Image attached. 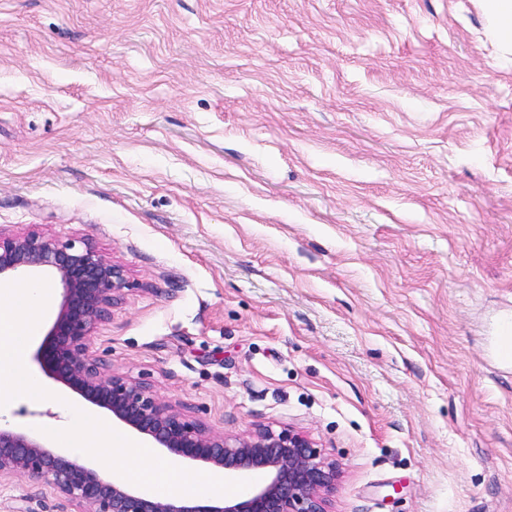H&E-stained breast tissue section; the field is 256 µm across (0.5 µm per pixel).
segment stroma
<instances>
[{"mask_svg":"<svg viewBox=\"0 0 512 512\" xmlns=\"http://www.w3.org/2000/svg\"><path fill=\"white\" fill-rule=\"evenodd\" d=\"M491 0H0V228L129 287L107 370L293 427L333 512H512V46ZM0 408L57 428L77 394ZM72 512L27 478L0 512Z\"/></svg>","mask_w":512,"mask_h":512,"instance_id":"1","label":"stroma"}]
</instances>
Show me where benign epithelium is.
<instances>
[{"label": "benign epithelium", "mask_w": 512, "mask_h": 512, "mask_svg": "<svg viewBox=\"0 0 512 512\" xmlns=\"http://www.w3.org/2000/svg\"><path fill=\"white\" fill-rule=\"evenodd\" d=\"M22 273L49 276L61 289L35 354L44 375L179 461L255 480L229 497L161 499L106 479L88 459L49 446L32 430L0 423V481L33 478L77 512H329L340 471L306 433L263 427L226 437L159 399L149 383L104 368L91 339L126 288L123 266L84 238L0 230V282Z\"/></svg>", "instance_id": "1"}]
</instances>
